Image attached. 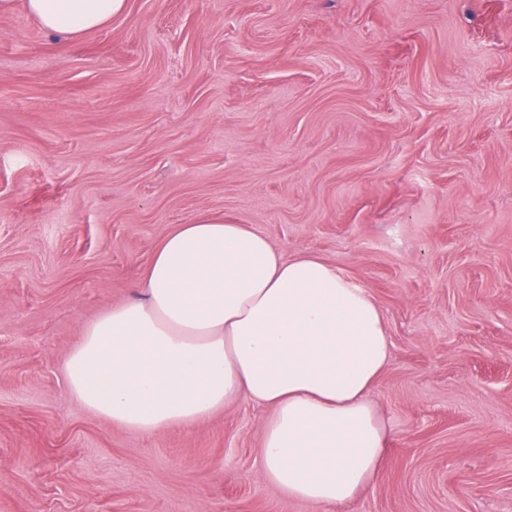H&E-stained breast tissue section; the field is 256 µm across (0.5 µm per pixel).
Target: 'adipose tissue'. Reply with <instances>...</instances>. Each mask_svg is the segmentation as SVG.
Here are the masks:
<instances>
[{"label":"adipose tissue","instance_id":"adipose-tissue-1","mask_svg":"<svg viewBox=\"0 0 512 512\" xmlns=\"http://www.w3.org/2000/svg\"><path fill=\"white\" fill-rule=\"evenodd\" d=\"M127 0H25L48 33L77 37ZM390 359L372 293L319 255L204 216L156 245L133 297L89 322L64 365L85 408L142 434L242 400L268 408L259 474L313 505L375 480L388 429L370 398Z\"/></svg>","mask_w":512,"mask_h":512}]
</instances>
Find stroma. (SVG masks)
<instances>
[{"mask_svg": "<svg viewBox=\"0 0 512 512\" xmlns=\"http://www.w3.org/2000/svg\"><path fill=\"white\" fill-rule=\"evenodd\" d=\"M0 16V512H512V0H127ZM213 213L368 288L377 479L259 476L266 411L151 435L68 394L84 326ZM25 8L48 33L79 37L125 12L127 0H25Z\"/></svg>", "mask_w": 512, "mask_h": 512, "instance_id": "obj_1", "label": "stroma"}]
</instances>
